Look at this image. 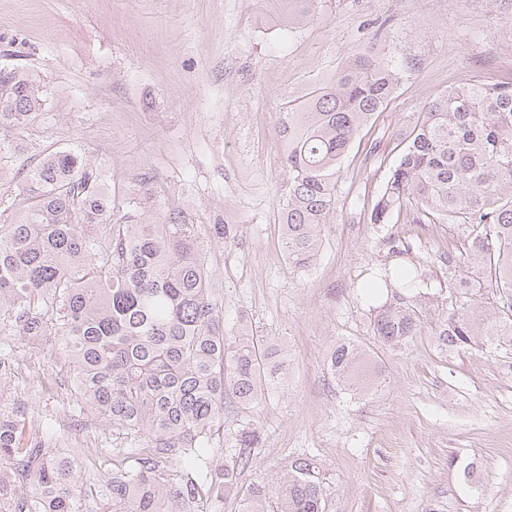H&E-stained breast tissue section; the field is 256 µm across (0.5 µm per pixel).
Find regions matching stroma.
Segmentation results:
<instances>
[{
	"label": "stroma",
	"instance_id": "stroma-1",
	"mask_svg": "<svg viewBox=\"0 0 512 512\" xmlns=\"http://www.w3.org/2000/svg\"><path fill=\"white\" fill-rule=\"evenodd\" d=\"M278 0H0V67H24L50 91L25 128L0 131V222L27 205L12 181L52 149L88 151L120 199L155 176L154 212L229 224L231 242L202 237L213 303L229 332L285 351L282 381L248 418L261 435L243 487L274 490L290 461L324 471L326 512H512V347L443 351L422 333L392 349L374 336L375 281L396 266L419 274L429 313L450 309L448 252L461 227L373 224L370 212L423 105L448 87L512 81V0H314L286 30ZM404 65L387 107L341 163L316 258L289 264L281 247L283 112L353 53ZM402 249L392 260L391 247ZM381 373L351 393L327 371L340 342ZM69 367L46 343L0 344V408L64 434L80 468L100 463L112 429L74 409ZM456 466H449V459ZM477 467L481 488L464 487Z\"/></svg>",
	"mask_w": 512,
	"mask_h": 512
}]
</instances>
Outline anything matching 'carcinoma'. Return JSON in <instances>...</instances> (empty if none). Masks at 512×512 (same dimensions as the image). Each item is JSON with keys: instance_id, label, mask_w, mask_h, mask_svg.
<instances>
[{"instance_id": "carcinoma-1", "label": "carcinoma", "mask_w": 512, "mask_h": 512, "mask_svg": "<svg viewBox=\"0 0 512 512\" xmlns=\"http://www.w3.org/2000/svg\"><path fill=\"white\" fill-rule=\"evenodd\" d=\"M314 0H288L282 25L306 21ZM403 79L393 60L364 50L289 105L282 134L288 194L282 207L288 261L317 255L336 197L341 162L362 126L387 105ZM47 101L33 75L0 68V130L32 121ZM370 215L385 224L405 211L411 224H455L467 260L448 253V287L459 307L434 323L443 350L495 339L512 346V82L475 80L427 102ZM145 195L122 215L103 170L80 148L62 146L21 172L28 201L0 224V333L57 340L67 358L77 406L112 426L105 453L120 464L75 479L76 453L49 435L25 434L26 412L0 411V512H85L101 499L110 512H210L235 495L251 467L260 432L248 421L225 439L231 451L213 464L224 416L259 405L283 367L282 348L260 336L224 335L210 298V273L198 226L181 211L145 219ZM398 289L374 309L384 344L406 345L423 329L422 310ZM484 284L503 306L486 313L468 304ZM363 355L340 343L327 370L358 389ZM326 478L295 459L274 494L256 488L240 512H325Z\"/></svg>"}]
</instances>
